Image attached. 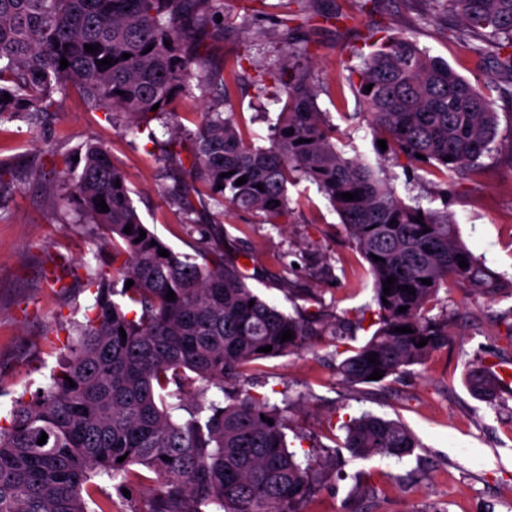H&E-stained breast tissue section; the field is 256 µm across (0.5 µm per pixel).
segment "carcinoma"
<instances>
[{
    "instance_id": "1",
    "label": "carcinoma",
    "mask_w": 512,
    "mask_h": 512,
    "mask_svg": "<svg viewBox=\"0 0 512 512\" xmlns=\"http://www.w3.org/2000/svg\"><path fill=\"white\" fill-rule=\"evenodd\" d=\"M217 2L0 0V122L47 112L55 96L75 87L94 106L122 114L125 131H146L154 143L151 121L172 126L179 102L194 89L223 87L219 106L190 134L188 154L170 153L192 179L182 196L184 224L213 239L208 225L191 218L197 204L231 206L265 224H286L288 185L302 177L316 184L367 262L377 305L378 328L338 365L348 385L369 383L376 368L386 379L398 375L448 346V319L426 316L448 281L484 295L512 294V280L493 274L463 244L448 212L406 203L382 170L336 148V128L318 111L317 92L301 67L308 45L288 42L291 4L303 11L307 0L281 5L286 98L270 97L281 108L269 145L254 144L236 118L223 74L205 63L209 29L227 27ZM434 4L437 14L460 21L453 36L481 41L512 75V0ZM86 44L98 51H86ZM109 57L112 66L96 65ZM356 73L368 121L395 164L444 182L478 172L498 122L479 87L400 32L386 34ZM83 160L64 200L99 230L122 279L100 276L94 317L78 325L59 370L47 387L15 401L8 426H0V512H88L85 496L98 483L139 480L134 465L154 475L148 512H298L327 474L316 449H288L284 409L257 391L263 381L246 372L259 360L307 348L311 336L328 333L342 341L344 325L318 311L292 316L270 304L218 245L203 265L174 251L142 223L109 152L90 145ZM243 176L247 182L236 185ZM346 192L355 200L341 198ZM101 197L107 212L97 207ZM420 216L424 220L416 221ZM142 230L146 237L137 243ZM160 248L170 256L159 255ZM461 256L468 267H459ZM390 276L395 282L386 296ZM130 279L133 286L118 287ZM170 290L176 299H166ZM401 306L407 310L398 311ZM403 326L412 332L395 331ZM287 330L293 338L283 342ZM422 338L427 344L420 347ZM268 345L272 351H259ZM373 353L375 364L368 362ZM466 384L477 397L503 399L487 365L471 369ZM342 428L341 447L354 457L401 459L420 447L405 424L370 413Z\"/></svg>"
}]
</instances>
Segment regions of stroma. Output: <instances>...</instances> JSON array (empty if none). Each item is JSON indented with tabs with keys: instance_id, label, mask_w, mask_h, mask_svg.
I'll list each match as a JSON object with an SVG mask.
<instances>
[{
	"instance_id": "obj_1",
	"label": "stroma",
	"mask_w": 512,
	"mask_h": 512,
	"mask_svg": "<svg viewBox=\"0 0 512 512\" xmlns=\"http://www.w3.org/2000/svg\"><path fill=\"white\" fill-rule=\"evenodd\" d=\"M266 15L253 17L237 0H220L228 29L208 44L212 67L237 61L227 84L236 115L255 144L269 142L266 113L275 104L261 95L255 76L279 68L285 55L274 20L280 0H267ZM305 20L293 31L307 41L306 72L320 88L319 111L336 127V146L372 166H384L406 203L448 211L463 243L493 272L512 279V77L476 52L471 39L450 36V19L435 15L432 0H310ZM404 32L430 56L481 86L498 115L493 150L478 178L440 184L418 178L416 169L389 163L356 92L353 67L370 53L385 27ZM78 91L58 97L51 113L20 115L0 123V161L12 174L0 184V426L18 397L45 386L85 323L94 302V281L111 273L108 253L92 225L60 206L56 187L77 176L87 145L104 146L128 179L143 221L174 250L201 253L175 200L183 176L161 159L172 134L152 122L157 140L123 131ZM288 223L272 226L239 211L200 210L201 223L223 237L228 256L247 254L249 284L289 314L323 310L335 321L356 324V344L371 334L375 317L368 266L329 201L307 182L289 186ZM447 317L446 348L400 375L376 384H344L332 337H312L310 347L258 362L260 379L289 403L290 448L336 449L342 428L363 412L401 421L421 446L403 459L343 455L338 476L300 512H512V412L476 398L468 371L487 363H512V296L485 298L452 284L440 288L431 311ZM154 485L131 493L107 483L90 512H145Z\"/></svg>"
}]
</instances>
